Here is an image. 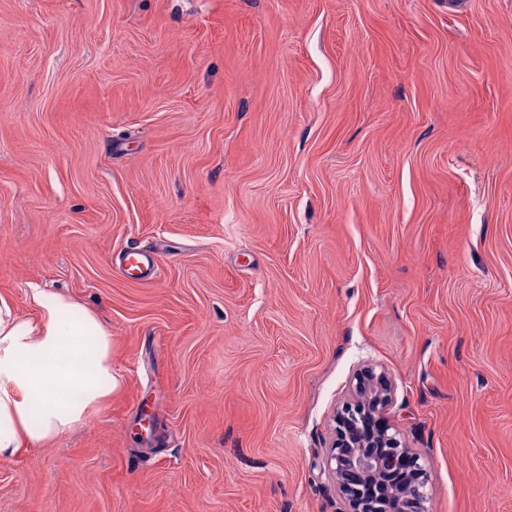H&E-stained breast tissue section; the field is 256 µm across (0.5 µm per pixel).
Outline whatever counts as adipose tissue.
<instances>
[{"instance_id": "adipose-tissue-1", "label": "adipose tissue", "mask_w": 512, "mask_h": 512, "mask_svg": "<svg viewBox=\"0 0 512 512\" xmlns=\"http://www.w3.org/2000/svg\"><path fill=\"white\" fill-rule=\"evenodd\" d=\"M29 299L37 318L0 297V460L73 430L115 386L112 334L98 316L35 284Z\"/></svg>"}]
</instances>
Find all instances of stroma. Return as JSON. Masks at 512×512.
I'll return each instance as SVG.
<instances>
[{
	"label": "stroma",
	"instance_id": "1",
	"mask_svg": "<svg viewBox=\"0 0 512 512\" xmlns=\"http://www.w3.org/2000/svg\"><path fill=\"white\" fill-rule=\"evenodd\" d=\"M33 284L117 385L0 512H343L366 365L430 512H512V0H0V297ZM120 269L138 278L153 277L157 271L155 259L144 251L125 250L119 254Z\"/></svg>",
	"mask_w": 512,
	"mask_h": 512
}]
</instances>
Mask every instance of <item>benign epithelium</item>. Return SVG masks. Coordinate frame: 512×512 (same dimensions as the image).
<instances>
[{"label":"benign epithelium","mask_w":512,"mask_h":512,"mask_svg":"<svg viewBox=\"0 0 512 512\" xmlns=\"http://www.w3.org/2000/svg\"><path fill=\"white\" fill-rule=\"evenodd\" d=\"M393 396L386 373L367 366L334 415L326 466L343 499V512H428L432 490L427 469L383 419Z\"/></svg>","instance_id":"7a95c632"}]
</instances>
